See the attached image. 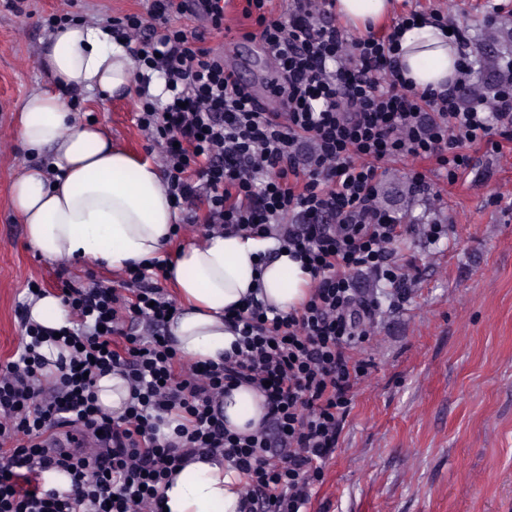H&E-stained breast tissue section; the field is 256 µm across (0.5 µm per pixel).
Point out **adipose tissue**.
Masks as SVG:
<instances>
[{
    "label": "adipose tissue",
    "instance_id": "1",
    "mask_svg": "<svg viewBox=\"0 0 512 512\" xmlns=\"http://www.w3.org/2000/svg\"><path fill=\"white\" fill-rule=\"evenodd\" d=\"M393 0H336L337 13L365 28L392 10ZM397 68L406 83L443 90L455 80L460 47L445 28L421 21L398 32ZM43 67L54 90L24 101L18 136L39 158L11 186L10 202L30 245L58 263L105 265L115 270L162 257L178 212L154 164L113 147L101 127L73 116L64 92H129L137 67L124 43L106 27L74 22L51 34ZM181 308L168 333L188 361L223 360L236 339L224 313L240 308L250 293L281 311L300 306L310 276L273 239L207 236L182 248L170 278ZM264 410L247 386L224 393V421L254 431ZM244 480L224 460L190 462L163 493L168 512H240Z\"/></svg>",
    "mask_w": 512,
    "mask_h": 512
}]
</instances>
